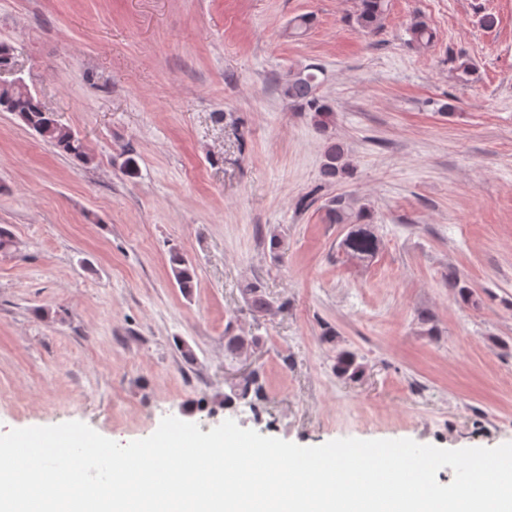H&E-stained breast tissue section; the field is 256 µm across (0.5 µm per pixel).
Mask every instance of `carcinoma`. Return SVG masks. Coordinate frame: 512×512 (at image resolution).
<instances>
[{"mask_svg":"<svg viewBox=\"0 0 512 512\" xmlns=\"http://www.w3.org/2000/svg\"><path fill=\"white\" fill-rule=\"evenodd\" d=\"M385 12V0H359L356 24L364 31L373 32L380 27ZM411 41L418 45H429L434 33L423 21L415 22L411 29ZM321 67L309 64L299 68L295 75L286 72L278 78L281 95L299 112H307L316 128L326 132L333 123L335 108L325 97L318 94L321 85L319 74ZM0 111L17 116L41 140L69 155L74 160L87 164L91 161L89 149L84 141L68 126L60 123L53 114L45 111L28 85L0 86ZM352 169L344 145L336 139L327 138L324 159L320 170L321 180L331 184L350 174ZM327 215L333 224L348 226L346 236L341 242L346 256L358 263L372 260L379 252L381 241L370 222L367 207L355 205L351 197L340 195L330 200ZM173 274L182 293L189 295L195 288L196 273L193 265L181 254H171ZM257 339L244 336L224 337V349L231 356H238L256 346ZM336 374L350 379L361 373L355 355L341 351L336 355ZM261 387L257 378L248 376L238 385L237 392L224 396V403L235 399H247L249 394H260Z\"/></svg>","mask_w":512,"mask_h":512,"instance_id":"carcinoma-1","label":"carcinoma"}]
</instances>
